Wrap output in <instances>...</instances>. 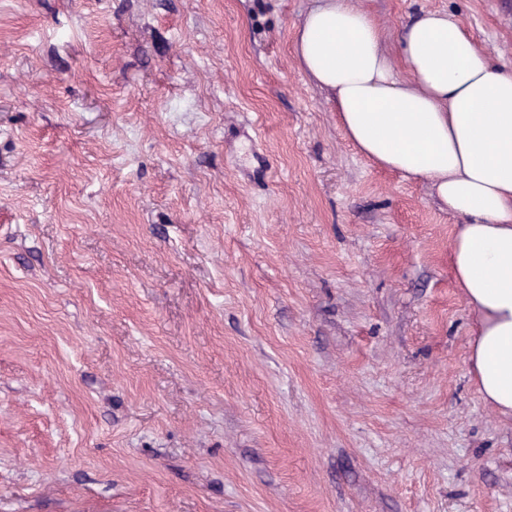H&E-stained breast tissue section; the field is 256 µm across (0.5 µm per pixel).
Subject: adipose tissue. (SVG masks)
<instances>
[{
  "label": "adipose tissue",
  "instance_id": "ef3b65f1",
  "mask_svg": "<svg viewBox=\"0 0 512 512\" xmlns=\"http://www.w3.org/2000/svg\"><path fill=\"white\" fill-rule=\"evenodd\" d=\"M295 54L335 97L357 148L428 182L460 219L451 265L478 319L476 388L512 415V65L494 63L454 17L425 12L403 28L401 78L355 0H322L299 27Z\"/></svg>",
  "mask_w": 512,
  "mask_h": 512
}]
</instances>
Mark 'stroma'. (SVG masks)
Returning a JSON list of instances; mask_svg holds the SVG:
<instances>
[{"label":"stroma","mask_w":512,"mask_h":512,"mask_svg":"<svg viewBox=\"0 0 512 512\" xmlns=\"http://www.w3.org/2000/svg\"><path fill=\"white\" fill-rule=\"evenodd\" d=\"M321 0H0V512H512L458 221L298 65ZM512 63V0H356Z\"/></svg>","instance_id":"stroma-1"}]
</instances>
